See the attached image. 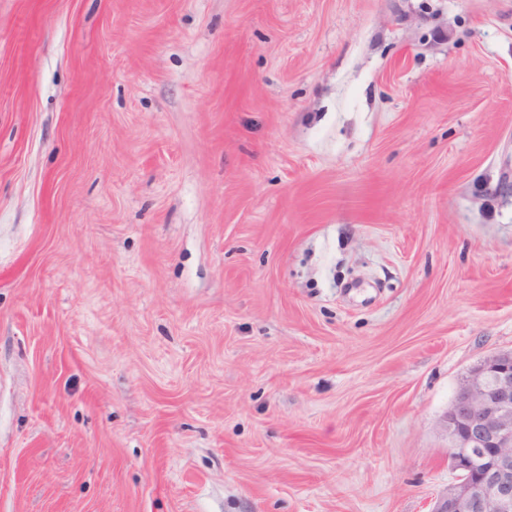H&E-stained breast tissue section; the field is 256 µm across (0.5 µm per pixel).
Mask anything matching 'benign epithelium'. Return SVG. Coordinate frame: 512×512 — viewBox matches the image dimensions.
<instances>
[{
  "label": "benign epithelium",
  "instance_id": "obj_1",
  "mask_svg": "<svg viewBox=\"0 0 512 512\" xmlns=\"http://www.w3.org/2000/svg\"><path fill=\"white\" fill-rule=\"evenodd\" d=\"M443 427L458 479L432 512H512V351L467 373Z\"/></svg>",
  "mask_w": 512,
  "mask_h": 512
}]
</instances>
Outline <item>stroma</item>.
I'll return each instance as SVG.
<instances>
[{
  "label": "stroma",
  "mask_w": 512,
  "mask_h": 512,
  "mask_svg": "<svg viewBox=\"0 0 512 512\" xmlns=\"http://www.w3.org/2000/svg\"><path fill=\"white\" fill-rule=\"evenodd\" d=\"M506 183L512 0H0V512H432Z\"/></svg>",
  "instance_id": "stroma-1"
}]
</instances>
